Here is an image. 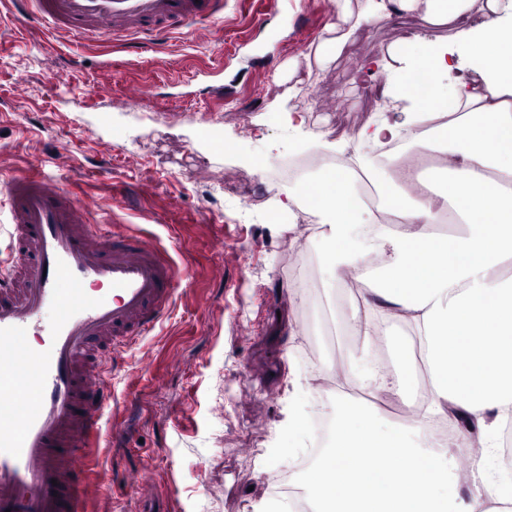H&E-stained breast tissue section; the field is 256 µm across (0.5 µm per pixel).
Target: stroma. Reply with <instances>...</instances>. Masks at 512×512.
<instances>
[{
	"label": "stroma",
	"instance_id": "35a3bbf8",
	"mask_svg": "<svg viewBox=\"0 0 512 512\" xmlns=\"http://www.w3.org/2000/svg\"><path fill=\"white\" fill-rule=\"evenodd\" d=\"M342 0H224L222 19L137 54L43 29L0 32V180L39 169L114 222L157 242L176 269L172 308L112 373L88 448V512H260L288 418H322L313 388L339 342L309 357L312 292L328 296L318 228L270 222L287 187L267 175L303 140L353 142L377 112L369 61L422 32L416 17L358 26L315 60ZM316 79H309V71ZM128 434L113 443L114 428ZM146 472L147 488L121 481Z\"/></svg>",
	"mask_w": 512,
	"mask_h": 512
}]
</instances>
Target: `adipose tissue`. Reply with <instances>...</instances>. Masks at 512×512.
Wrapping results in <instances>:
<instances>
[{"label":"adipose tissue","instance_id":"adipose-tissue-1","mask_svg":"<svg viewBox=\"0 0 512 512\" xmlns=\"http://www.w3.org/2000/svg\"><path fill=\"white\" fill-rule=\"evenodd\" d=\"M395 14L450 35L417 34L375 59L381 96L450 112L402 125L379 115L356 136L407 139L436 158L395 174L385 162L361 166L395 223L355 191L350 166L300 189L316 199L321 261L346 297L337 331L359 346L366 371L326 365L336 382L326 460L296 472L298 492L277 512H512L501 463L512 424V0H361L356 10L344 0L316 55ZM397 337L405 359L392 371L379 350ZM389 396L408 413L384 420ZM439 418L453 428L444 441L430 433Z\"/></svg>","mask_w":512,"mask_h":512}]
</instances>
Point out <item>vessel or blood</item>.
<instances>
[{"label": "vessel or blood", "instance_id": "b4317fda", "mask_svg": "<svg viewBox=\"0 0 512 512\" xmlns=\"http://www.w3.org/2000/svg\"><path fill=\"white\" fill-rule=\"evenodd\" d=\"M13 18L87 40L155 51L172 30L224 16V0H11ZM11 227L0 273V512H85V448L112 390L102 377L149 335L176 272L142 237L104 232L44 177L0 183ZM55 308L44 325L46 308ZM42 343L28 344V336Z\"/></svg>", "mask_w": 512, "mask_h": 512}]
</instances>
